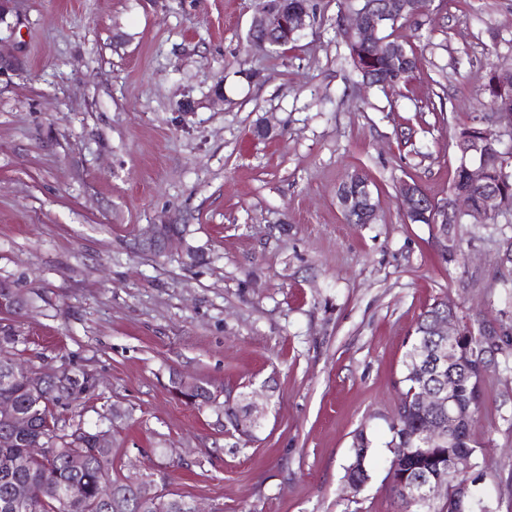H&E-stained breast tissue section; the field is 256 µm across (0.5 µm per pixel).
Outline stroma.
<instances>
[{
    "label": "stroma",
    "instance_id": "35a3bbf8",
    "mask_svg": "<svg viewBox=\"0 0 512 512\" xmlns=\"http://www.w3.org/2000/svg\"><path fill=\"white\" fill-rule=\"evenodd\" d=\"M263 2L9 0L0 281L27 305L0 313V335L35 373L87 375L64 418L110 430L116 471L204 512H397L402 359L419 314L447 299L500 335L470 476L486 512H512V214L449 225L443 251L396 195L408 177L450 195L456 133L488 110L482 77L512 67V0H429L397 30L422 64L390 90L364 88L350 58L342 22L359 0H311L284 54L248 41ZM269 112L274 136L254 138ZM354 172L379 196L373 223L339 206ZM148 224L187 231L153 255L134 246ZM178 374L217 392L270 384L255 439L187 404ZM368 443L363 435H359L354 448L353 459L346 469V477L356 486L364 483L368 478L367 458L369 455Z\"/></svg>",
    "mask_w": 512,
    "mask_h": 512
}]
</instances>
